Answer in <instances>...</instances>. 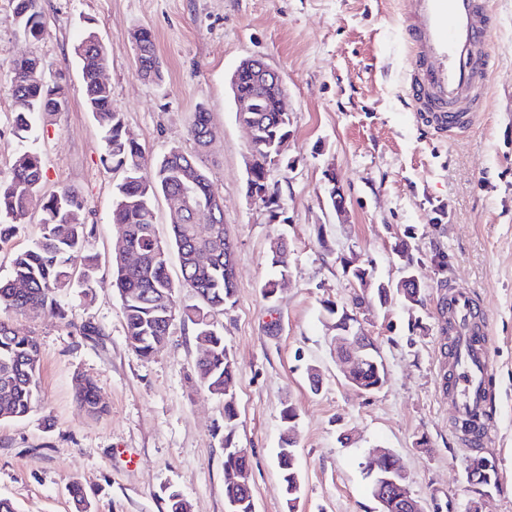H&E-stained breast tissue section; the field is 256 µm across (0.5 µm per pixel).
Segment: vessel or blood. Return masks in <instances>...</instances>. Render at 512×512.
<instances>
[{
    "instance_id": "vessel-or-blood-1",
    "label": "vessel or blood",
    "mask_w": 512,
    "mask_h": 512,
    "mask_svg": "<svg viewBox=\"0 0 512 512\" xmlns=\"http://www.w3.org/2000/svg\"><path fill=\"white\" fill-rule=\"evenodd\" d=\"M491 30L489 0H405L402 32L412 58V110L438 137L466 132L475 122L488 86ZM448 329L454 423L465 441L480 443L489 437L485 419L491 397L484 375L490 327L472 292L449 288Z\"/></svg>"
}]
</instances>
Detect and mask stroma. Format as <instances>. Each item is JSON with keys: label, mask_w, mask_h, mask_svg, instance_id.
<instances>
[{"label": "stroma", "mask_w": 512, "mask_h": 512, "mask_svg": "<svg viewBox=\"0 0 512 512\" xmlns=\"http://www.w3.org/2000/svg\"><path fill=\"white\" fill-rule=\"evenodd\" d=\"M39 39L13 22L0 0V171L22 148L37 152L43 193L62 186L83 198L93 231L86 251L98 285L64 288L57 315H16L37 337L41 405L20 420L0 419V498L19 512H77L80 483L91 512H169L176 490L193 512H225L224 400L196 380L199 347L191 323L175 321L163 349L145 358L126 342L119 296L109 286L121 229L112 222L116 180L101 161L100 129L84 106L73 46L89 28L109 53L113 104L147 159L194 145L197 109L213 138L201 156L211 190L224 203L234 242L236 293L214 321L237 367V442L250 456L256 512H378L364 462L379 447L403 463L426 512H512V0H490L498 17L489 45L490 84L472 128L439 141L408 110L409 61L398 41L400 0H38ZM150 29L163 82L141 77L133 33ZM39 61L44 80L69 89L70 108L37 124L27 141L13 129L9 94L15 61ZM256 57L279 72L292 131L287 165L273 168L281 217L245 194L247 130L236 120L228 76ZM339 187L344 213L329 198ZM288 242L286 282L273 299L262 287L280 276L270 245ZM409 239L424 302L393 299L361 313L387 369L365 394L336 364L324 301L351 306L370 295L342 261L372 264L376 279L397 281L394 247ZM473 290L491 328L489 392L496 415L490 443L466 446L441 390L448 323L437 310L449 286ZM322 379L312 389L310 369ZM96 386L105 411L75 399ZM299 418L295 450L301 484L288 504L277 450L281 411ZM349 440H341V433ZM498 469L497 487L468 481L471 458Z\"/></svg>", "instance_id": "obj_1"}]
</instances>
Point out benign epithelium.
<instances>
[{
    "label": "benign epithelium",
    "mask_w": 512,
    "mask_h": 512,
    "mask_svg": "<svg viewBox=\"0 0 512 512\" xmlns=\"http://www.w3.org/2000/svg\"><path fill=\"white\" fill-rule=\"evenodd\" d=\"M245 63L251 66L261 88L270 87L274 92L284 93L282 77L276 70L259 58H249L245 60ZM237 102L239 104L238 121L248 130L250 136L249 145L252 146L264 139L266 126L258 122V118L255 116L257 108L254 99L239 98ZM268 176L269 173H264L262 178L258 179L255 185L251 186L247 198L254 203L266 201L265 207L273 208V213L276 214L282 209V204L278 195L274 194ZM171 206L174 211L194 207L201 211H207L214 217L223 211L221 202L216 197H211L203 203L200 202L194 205L190 198L180 196L171 200ZM380 288L381 293L372 299L368 307L371 308L376 304L382 307L387 306L391 301V294L394 290L407 301H412V298L420 292V280L410 268L403 266L401 267V277L397 282H382L380 283ZM363 311H365L363 307L354 311L346 307L336 308V356L345 380L351 384L354 383L352 375L364 368L365 365L369 363H382V360L374 354L373 347L369 345L368 338L360 327L359 314ZM378 459H384L388 462L387 476H378L373 482L375 489L374 498L380 504L382 512H387V509L390 507L395 508L396 512H425L421 502L410 493L398 500L390 499L388 485L398 481H405L408 479V476L399 459L391 451L379 449L369 457L371 461ZM496 476L497 469L488 459L474 457L469 461L467 477L471 483L490 488L495 484Z\"/></svg>",
    "instance_id": "7a95c632"
}]
</instances>
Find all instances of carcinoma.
<instances>
[{"instance_id": "carcinoma-1", "label": "carcinoma", "mask_w": 512, "mask_h": 512, "mask_svg": "<svg viewBox=\"0 0 512 512\" xmlns=\"http://www.w3.org/2000/svg\"><path fill=\"white\" fill-rule=\"evenodd\" d=\"M13 20L25 36L37 40L45 29L44 16L35 0H13ZM143 45L135 52L138 73L147 79L162 81L151 31L144 29ZM79 59L84 103L103 131L102 163L121 174L114 185L112 223L125 228V252L139 256L130 266L121 255L113 258V279L121 298L126 324V339L139 355L149 358L166 343L173 321L180 317L195 326V336L201 348L196 362V374L213 395L224 398V447H238L236 431L239 414L234 393L224 389L234 384L236 368L224 347V336L212 321V313L224 308L235 295L236 283L224 273V225H214L209 239L196 235V225L211 223L202 213L191 219L182 214L170 217L172 244L176 248L185 285L192 288L197 302L181 306L176 300V286L167 271V244L158 240L154 230L153 198L161 194L170 199L189 195L207 197L209 183L199 164V156L208 146L209 113L195 112L189 130L195 151L172 147L157 160L150 162L139 143L128 136L123 113L112 104V91L98 82V70L108 64L106 46L85 33L74 46ZM37 65L34 58L15 62L10 82L14 105V128L24 139L37 120L45 121L68 109V91L56 83H40L30 78ZM238 93L258 96V116L270 131L290 130L291 123H279L278 99L271 93L257 95L252 72L238 73ZM195 167L198 175L192 182L182 179L180 170ZM44 171L37 153L23 148L8 171L0 173V243L8 242L25 223L33 210L41 212V234L33 245L15 255L8 277L0 279V419L28 416L41 405L40 348L35 337L16 328L6 314L22 315L49 309L66 318L56 300V292L70 286L74 270L83 267L86 283L93 280L96 259L85 253L90 229L76 222L73 212L82 209L78 194L63 188L50 195L42 193ZM210 254L209 264L202 268L198 258ZM272 264L288 270V243L277 239L271 246ZM362 386L373 391L385 383V376L372 366L355 376ZM76 401L87 412L100 414L95 385L86 381L78 386ZM297 412L292 406L282 410V436L279 448V468L288 501L296 496L289 493L298 483L295 468L294 441L291 433ZM225 499L236 503L235 512H253V491L225 486Z\"/></svg>"}]
</instances>
